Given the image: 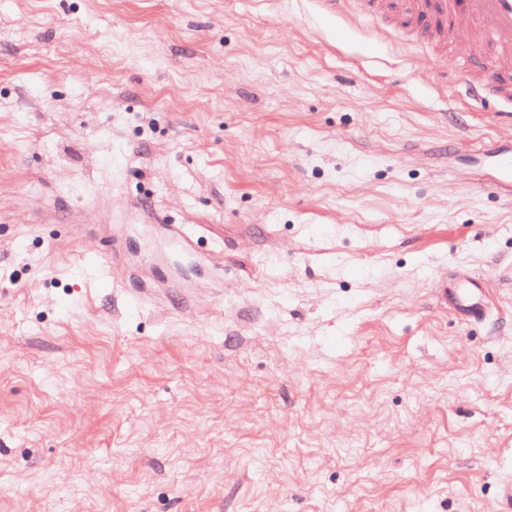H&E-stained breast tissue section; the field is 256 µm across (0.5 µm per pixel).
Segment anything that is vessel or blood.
Returning <instances> with one entry per match:
<instances>
[{
  "label": "vessel or blood",
  "instance_id": "obj_1",
  "mask_svg": "<svg viewBox=\"0 0 512 512\" xmlns=\"http://www.w3.org/2000/svg\"><path fill=\"white\" fill-rule=\"evenodd\" d=\"M323 7L336 16L352 8L365 16L382 14L393 25L408 19L414 23L420 40L440 48L457 40L468 28H483L484 46L494 59L493 71L478 76L462 66L459 77L469 99L491 98L512 106V0H323ZM168 230V240L178 252L197 255L200 244L184 225L172 224ZM450 307L464 322L482 317L487 309L471 283L461 284Z\"/></svg>",
  "mask_w": 512,
  "mask_h": 512
}]
</instances>
